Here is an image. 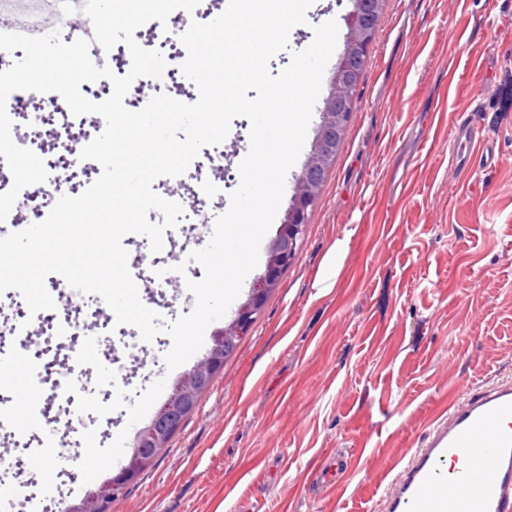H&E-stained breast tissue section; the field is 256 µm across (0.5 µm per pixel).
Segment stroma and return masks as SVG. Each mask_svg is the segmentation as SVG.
Segmentation results:
<instances>
[{
    "mask_svg": "<svg viewBox=\"0 0 512 512\" xmlns=\"http://www.w3.org/2000/svg\"><path fill=\"white\" fill-rule=\"evenodd\" d=\"M350 0H314L292 29L290 52L310 45L314 29L338 27L343 53ZM512 0H384L365 76L353 96L334 165L327 173L297 255L282 273L234 356L192 414L112 512H382V496L448 405L487 381L512 378ZM469 119L494 149L468 172L450 168L452 133ZM250 123L234 118L220 148L223 170L205 181L240 184ZM216 202L189 232L168 230L152 253L148 238L125 242L142 291L164 290L161 315L190 313L188 281L204 276L191 261L205 247ZM347 250L336 285L316 286L336 241ZM19 349L0 337V401L18 405L16 371L69 366L75 345L43 336ZM171 337L144 341L139 330H112L110 348L80 370L92 387L112 368L135 376L107 438L95 425L57 444L31 445L23 478L56 493L52 462L65 458L73 483L93 493L130 456L138 430L155 416L190 370L168 369ZM344 451L348 472L325 485L315 474Z\"/></svg>",
    "mask_w": 512,
    "mask_h": 512,
    "instance_id": "35a3bbf8",
    "label": "stroma"
}]
</instances>
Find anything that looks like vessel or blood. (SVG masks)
<instances>
[{"mask_svg":"<svg viewBox=\"0 0 512 512\" xmlns=\"http://www.w3.org/2000/svg\"><path fill=\"white\" fill-rule=\"evenodd\" d=\"M477 143L473 125L456 129L454 169L466 165ZM384 497L387 512H512V380L450 404Z\"/></svg>","mask_w":512,"mask_h":512,"instance_id":"vessel-or-blood-1","label":"vessel or blood"}]
</instances>
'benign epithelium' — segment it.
Listing matches in <instances>:
<instances>
[{
    "label": "benign epithelium",
    "mask_w": 512,
    "mask_h": 512,
    "mask_svg": "<svg viewBox=\"0 0 512 512\" xmlns=\"http://www.w3.org/2000/svg\"><path fill=\"white\" fill-rule=\"evenodd\" d=\"M382 4L383 0H352L345 49L336 66L331 92L323 101L318 134L297 178L279 233L269 246L264 272L255 279L233 320L213 337L205 357L176 384L154 419L137 432L128 462L91 497L69 504L66 512H105L142 471L146 463L142 450L147 448L154 455L166 447L173 421L194 408L198 396L224 367V343L248 333L268 294L278 286L282 272L294 261L297 242L306 230L323 174L336 159V133L348 121L352 91L364 75L367 48L375 35Z\"/></svg>",
    "instance_id": "7a95c632"
}]
</instances>
